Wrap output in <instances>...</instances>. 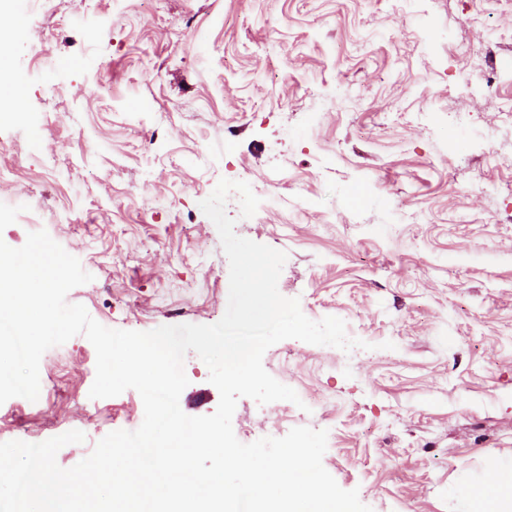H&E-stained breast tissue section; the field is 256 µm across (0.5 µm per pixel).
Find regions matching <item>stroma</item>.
<instances>
[{"label":"stroma","mask_w":512,"mask_h":512,"mask_svg":"<svg viewBox=\"0 0 512 512\" xmlns=\"http://www.w3.org/2000/svg\"><path fill=\"white\" fill-rule=\"evenodd\" d=\"M0 23L24 90L0 192L28 195L0 240L43 229L78 258L92 280L69 303L112 329L218 322L229 263L200 203L222 179L272 183L261 215L227 201L236 235L283 251L281 295L367 347L340 364L271 346L299 400L239 398L236 438L282 417L327 431L324 468L372 512H457L512 460V0H5ZM184 370L181 410L214 413L208 367L190 352ZM95 374L85 336L48 349L38 400L0 405V442L82 431L56 455L70 468L136 430L139 393L90 398Z\"/></svg>","instance_id":"stroma-1"}]
</instances>
